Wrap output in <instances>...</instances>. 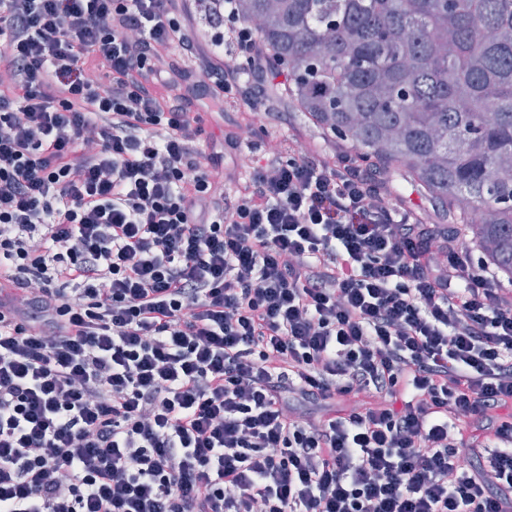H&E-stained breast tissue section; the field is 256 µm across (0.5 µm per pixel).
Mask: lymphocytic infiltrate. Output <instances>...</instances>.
I'll use <instances>...</instances> for the list:
<instances>
[{
  "label": "lymphocytic infiltrate",
  "instance_id": "obj_1",
  "mask_svg": "<svg viewBox=\"0 0 512 512\" xmlns=\"http://www.w3.org/2000/svg\"><path fill=\"white\" fill-rule=\"evenodd\" d=\"M207 23L0 0V512H512V291L348 150L224 166L280 73Z\"/></svg>",
  "mask_w": 512,
  "mask_h": 512
}]
</instances>
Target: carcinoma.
<instances>
[{"instance_id":"1","label":"carcinoma","mask_w":512,"mask_h":512,"mask_svg":"<svg viewBox=\"0 0 512 512\" xmlns=\"http://www.w3.org/2000/svg\"><path fill=\"white\" fill-rule=\"evenodd\" d=\"M288 106L438 201L512 283V0H236ZM483 213L475 224L472 212Z\"/></svg>"}]
</instances>
